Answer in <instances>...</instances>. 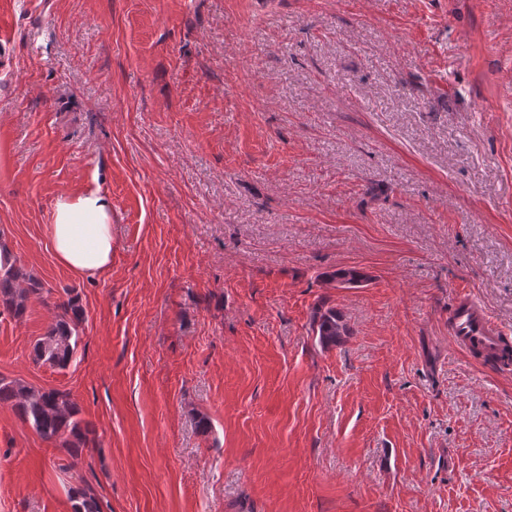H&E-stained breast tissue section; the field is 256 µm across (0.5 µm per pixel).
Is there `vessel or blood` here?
Segmentation results:
<instances>
[{"label": "vessel or blood", "mask_w": 512, "mask_h": 512, "mask_svg": "<svg viewBox=\"0 0 512 512\" xmlns=\"http://www.w3.org/2000/svg\"><path fill=\"white\" fill-rule=\"evenodd\" d=\"M448 327L455 344L464 350L495 356L506 349L500 331L486 310L470 296H461L452 305Z\"/></svg>", "instance_id": "1"}]
</instances>
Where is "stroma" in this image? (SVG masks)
I'll list each match as a JSON object with an SVG mask.
<instances>
[{"mask_svg": "<svg viewBox=\"0 0 512 512\" xmlns=\"http://www.w3.org/2000/svg\"><path fill=\"white\" fill-rule=\"evenodd\" d=\"M96 187L87 280L48 227ZM0 243L45 289L0 377L96 433L0 405V512H512V363L448 332L466 292L512 341V0H0ZM48 236L60 264L84 279L105 274L112 264V204L99 189L63 195L55 205ZM59 312L44 336L33 345V359L50 367L66 369L73 361L78 340L79 327L85 320V311L78 298L67 294V299L56 305ZM314 332L322 346L336 345L341 336H346L347 328L334 310L316 313L313 319ZM0 404H11L21 420L41 438L58 441L74 457L94 441L90 438L94 431L77 418L79 408L68 392L0 378Z\"/></svg>", "mask_w": 512, "mask_h": 512, "instance_id": "35a3bbf8", "label": "stroma"}]
</instances>
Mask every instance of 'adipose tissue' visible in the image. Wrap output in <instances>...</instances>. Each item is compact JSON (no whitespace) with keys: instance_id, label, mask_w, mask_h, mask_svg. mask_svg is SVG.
Masks as SVG:
<instances>
[{"instance_id":"1","label":"adipose tissue","mask_w":512,"mask_h":512,"mask_svg":"<svg viewBox=\"0 0 512 512\" xmlns=\"http://www.w3.org/2000/svg\"><path fill=\"white\" fill-rule=\"evenodd\" d=\"M48 236L60 264L84 279L105 274L112 264V204L100 190L61 196Z\"/></svg>"}]
</instances>
